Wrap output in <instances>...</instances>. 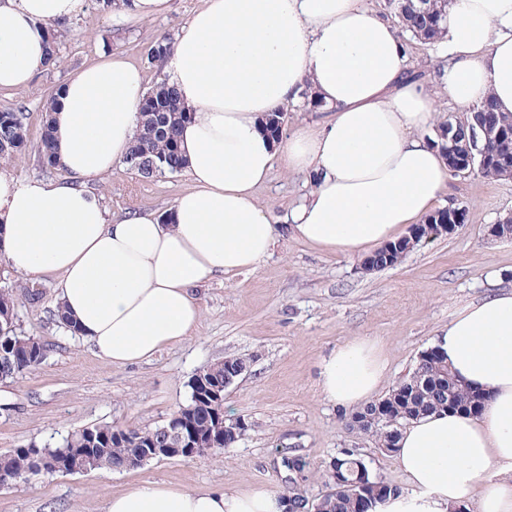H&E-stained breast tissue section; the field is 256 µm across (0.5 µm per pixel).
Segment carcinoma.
Listing matches in <instances>:
<instances>
[{
    "instance_id": "1",
    "label": "carcinoma",
    "mask_w": 512,
    "mask_h": 512,
    "mask_svg": "<svg viewBox=\"0 0 512 512\" xmlns=\"http://www.w3.org/2000/svg\"><path fill=\"white\" fill-rule=\"evenodd\" d=\"M445 4L439 0H397L394 15L400 28L405 32L418 34L422 39L435 42L445 30ZM171 50V41L162 37L155 43L148 63L161 69L163 61ZM140 110L143 121L137 130L126 162L145 179L150 180L163 173L180 172L184 168L179 128L189 119L190 113L181 105L178 96L166 79L151 87L142 99ZM476 111L486 114L490 127L487 136L481 137L479 147L485 156H476L474 169L488 178L505 176L512 168V114L496 110L490 99ZM27 115L21 109L0 110V161H10L25 152L28 145ZM459 124H442L437 129L435 144L447 161H452L458 147L452 145L450 136ZM38 152L49 167H56L53 146L51 115L44 117ZM409 240L402 239L385 246L377 253L372 268L401 261L409 251ZM16 294L11 288L0 290V381L17 379L44 357V347L33 341V337L17 332ZM416 369L418 379L406 377L389 391L386 400L390 410L385 414L383 424L376 427L374 436L380 446L387 443L386 433L400 430L411 419L430 411L447 408L448 397L459 404L473 401V391L459 381L448 364L438 357L431 348L421 354ZM193 394L185 408L192 410L195 418L201 420L216 409H224V403H217L203 395L194 394L196 385H191ZM153 435L151 430H124L116 426L86 427L70 434L59 448H45L44 455L54 460L63 457V462L80 469L106 471L114 461L121 460L141 450L145 438ZM32 467L30 451L17 448L0 454V474H16ZM367 482L374 485L369 491L371 501L397 491V487L381 478L367 475ZM319 512H359L356 499L342 492L324 494L317 502Z\"/></svg>"
}]
</instances>
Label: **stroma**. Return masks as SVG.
Listing matches in <instances>:
<instances>
[{
    "instance_id": "stroma-1",
    "label": "stroma",
    "mask_w": 512,
    "mask_h": 512,
    "mask_svg": "<svg viewBox=\"0 0 512 512\" xmlns=\"http://www.w3.org/2000/svg\"><path fill=\"white\" fill-rule=\"evenodd\" d=\"M200 4L170 0L164 15L137 22L86 0L83 15L58 33L60 65L38 75L30 88L0 90V109L27 111L28 147L7 170L22 179L62 177V170L43 164L37 149L45 99L82 66L114 56L144 68L148 83H155L158 75L147 65L151 47L173 36ZM405 42L411 73L436 97L438 122L466 117L439 84L442 46L410 36ZM188 186L181 172L143 181L123 162L90 188L114 218L128 210L163 213ZM312 187L309 176L278 166L256 196L280 224ZM442 204L465 208V223L454 233L422 240L397 265L372 272L362 270L360 259L279 236L256 270L196 288L202 319L191 340L127 367L100 359L81 336L55 321V292L48 283H33L0 260V288L17 296L18 332L45 347L42 361L22 378L0 381V453L55 448L91 426L159 427L187 405L197 373L230 357L245 358L248 365L224 391L226 418H245L248 429L222 454L154 459L121 472L42 475L19 487H0V512H106L112 494L143 481L240 491L281 492L291 485L315 502L328 490L330 461L348 451L372 474L405 487L393 454L371 435L349 429L350 410L324 399L319 366L351 339L374 340L387 357L379 389L387 394L412 372L450 315L489 292L512 290V236L491 232L512 215V177L453 176ZM32 286L39 291L34 301L24 296ZM292 456L305 467L291 476L282 461Z\"/></svg>"
}]
</instances>
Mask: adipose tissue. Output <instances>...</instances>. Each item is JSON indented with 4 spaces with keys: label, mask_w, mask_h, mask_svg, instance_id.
<instances>
[{
    "label": "adipose tissue",
    "mask_w": 512,
    "mask_h": 512,
    "mask_svg": "<svg viewBox=\"0 0 512 512\" xmlns=\"http://www.w3.org/2000/svg\"><path fill=\"white\" fill-rule=\"evenodd\" d=\"M85 0H0V89L29 87L47 67V25L83 14ZM441 81L462 108L492 98L512 113V0H448ZM397 27L362 0H203L164 61L190 119L180 146L190 186L165 214L109 220L85 183L125 160L140 125L142 69L87 65L53 105L60 179L0 170V259L49 280L58 304L98 357L125 367L188 340L202 282L257 269L280 228L256 198L275 165L311 173L309 197L286 217L298 240L348 257L402 239L431 214L451 178L426 140L434 102L408 74ZM316 98L326 119L279 139L262 129L287 102ZM457 377L483 395L479 414L411 420L395 459L408 488L373 512H512V291L455 313L435 343ZM387 367L354 338L320 366L321 392L347 408L369 403ZM265 488L234 491L143 482L107 512H282Z\"/></svg>",
    "instance_id": "obj_1"
}]
</instances>
